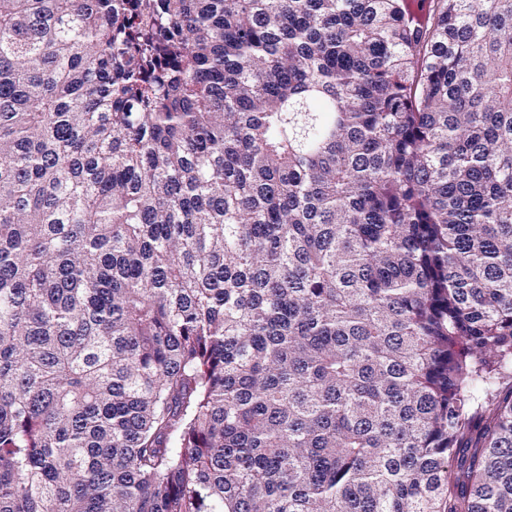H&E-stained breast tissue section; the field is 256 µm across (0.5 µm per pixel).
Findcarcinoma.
Listing matches in <instances>:
<instances>
[{"mask_svg": "<svg viewBox=\"0 0 512 512\" xmlns=\"http://www.w3.org/2000/svg\"><path fill=\"white\" fill-rule=\"evenodd\" d=\"M0 512H512V0H0Z\"/></svg>", "mask_w": 512, "mask_h": 512, "instance_id": "obj_1", "label": "carcinoma"}]
</instances>
